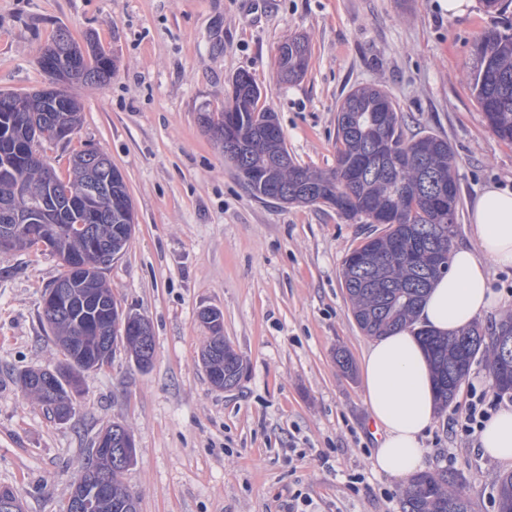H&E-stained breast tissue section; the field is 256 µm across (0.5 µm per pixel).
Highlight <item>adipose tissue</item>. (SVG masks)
<instances>
[{
	"label": "adipose tissue",
	"mask_w": 512,
	"mask_h": 512,
	"mask_svg": "<svg viewBox=\"0 0 512 512\" xmlns=\"http://www.w3.org/2000/svg\"><path fill=\"white\" fill-rule=\"evenodd\" d=\"M472 220L477 248H453L447 275L432 288L419 321L440 333L466 328L499 303L485 264L512 267V191L486 188L476 199ZM363 386L377 432L381 436L371 464L379 473L408 482L426 466L423 446L435 425L437 401L427 358L412 327L378 337L364 356ZM482 455L512 462V406H503L478 433Z\"/></svg>",
	"instance_id": "1"
}]
</instances>
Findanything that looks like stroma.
Masks as SVG:
<instances>
[{"label":"stroma","instance_id":"35a3bbf8","mask_svg":"<svg viewBox=\"0 0 512 512\" xmlns=\"http://www.w3.org/2000/svg\"><path fill=\"white\" fill-rule=\"evenodd\" d=\"M482 0L449 17L441 0H0V91L45 85L42 49L56 31L95 33L116 60L110 81L75 88L83 105L70 144L47 150L66 174L72 150L103 149L121 171L137 224L106 273L123 307L144 315L153 363L124 346L87 378L59 421L18 382L63 360L42 318L62 271L50 250L0 253V489L23 512H65L70 485L100 434L125 424L137 462L121 484L139 512H402L405 487L371 466L377 446L364 402L357 326L341 280L366 225L323 205L257 199L200 127L248 73L300 165H336L337 108L349 91L382 87L398 103L405 137L448 140L460 205L455 245L477 247L472 205L489 186L512 191V145L489 129L470 86L473 47L512 19ZM303 34L305 76L277 78L280 45ZM502 305L477 317L491 330L512 314V267L488 264ZM220 310L243 373L213 386L199 360L210 332L199 313ZM351 359L344 373L337 351ZM476 359L425 440L429 471L456 473L471 512H497L512 465L484 457L455 424L475 390L490 388Z\"/></svg>","mask_w":512,"mask_h":512}]
</instances>
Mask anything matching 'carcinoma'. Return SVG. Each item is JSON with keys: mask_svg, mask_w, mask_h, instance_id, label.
I'll use <instances>...</instances> for the list:
<instances>
[{"mask_svg": "<svg viewBox=\"0 0 512 512\" xmlns=\"http://www.w3.org/2000/svg\"><path fill=\"white\" fill-rule=\"evenodd\" d=\"M299 44L300 56L288 55L279 68H288L285 82L301 78L308 68V45L298 37L288 45ZM476 72L470 77L475 97L492 133L503 143L512 144V22L488 29L476 40ZM114 60L91 38L78 70V86L99 85L112 77ZM232 98L218 112L208 113L202 127L224 151L238 177L259 198L276 189H288L293 204H323L348 219L380 224L383 231L370 234L342 264V281L359 328L369 336H382L414 323L417 309L432 283L448 272L452 244L448 234L457 233L460 189L453 173L454 153L448 141L426 134L405 138L401 112L384 91L361 87L351 91L337 113L336 167L311 172L290 157L285 137L275 113L259 107L261 90L246 73L232 80ZM14 105L0 109V171L26 143L47 145L45 136L57 130L64 120L77 127L81 105L71 96L68 108L58 111L26 94L0 92V100ZM108 155L86 146L71 152L68 181L54 189L46 188L40 198L47 222L65 230L94 215L97 238L108 245L125 233L128 212L112 202H88L77 193L84 180L112 181L113 168L105 165ZM45 159L29 158L21 176L40 185L46 170ZM311 185L316 190L307 198L296 189ZM71 196V204L61 200ZM90 267L64 270L57 283L68 288L74 306L70 313L53 321L56 337L78 336L84 350L85 378L95 372L99 347L96 330L112 326L121 303L112 294L104 277ZM433 374L437 398L446 407L456 394L448 384L457 377L459 347L469 341L476 354H482L500 393H512V354H504L502 339L512 342V318L502 321L485 335L471 326L448 336L429 330L419 332ZM212 373L224 377V385H236L242 374L238 354L222 342L212 361ZM56 394L43 393L37 372L19 376L21 384L64 419L73 411L75 389L72 371L57 370ZM95 470L83 469L72 484L86 498H92ZM457 477L441 470L419 474L408 484L402 499V512H471L468 500L454 490ZM499 512H512V475L503 477L498 488ZM91 512H138V501L118 480H113L112 499L99 502Z\"/></svg>", "mask_w": 512, "mask_h": 512, "instance_id": "cac0c4a2", "label": "carcinoma"}]
</instances>
